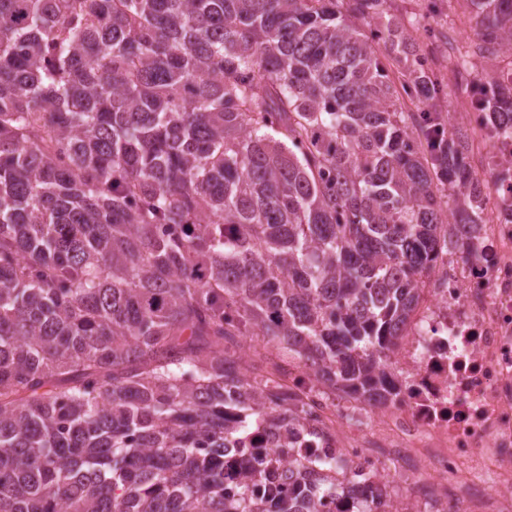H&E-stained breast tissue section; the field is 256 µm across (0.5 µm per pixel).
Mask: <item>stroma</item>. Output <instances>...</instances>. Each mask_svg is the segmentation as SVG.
Returning a JSON list of instances; mask_svg holds the SVG:
<instances>
[{"label": "stroma", "instance_id": "35a3bbf8", "mask_svg": "<svg viewBox=\"0 0 512 512\" xmlns=\"http://www.w3.org/2000/svg\"><path fill=\"white\" fill-rule=\"evenodd\" d=\"M385 11L405 25L420 49L429 53L428 68L438 75L442 84L439 109L450 124L462 125L466 112L471 111L469 85L501 71L512 69V55L476 58L472 70L455 72L448 58V46L443 34H452L460 50H468L477 39L476 19L469 0H386ZM433 13L438 38H427L423 17ZM237 354L251 374L277 377L280 365H287L290 374L304 371L303 362L283 358L282 354L258 334L243 337ZM390 410L385 406H370L353 401L346 419L336 420L335 426L347 440L371 438V456L383 467V480L389 492L391 512L412 508L413 512H432L435 503H443L447 512H473L461 496L450 493L445 483L433 472L430 462L434 455L432 440H423L421 447L399 454L392 448L387 425Z\"/></svg>", "mask_w": 512, "mask_h": 512}]
</instances>
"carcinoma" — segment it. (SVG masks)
<instances>
[{
	"mask_svg": "<svg viewBox=\"0 0 512 512\" xmlns=\"http://www.w3.org/2000/svg\"><path fill=\"white\" fill-rule=\"evenodd\" d=\"M512 54V0H472ZM384 0H0V512H385L373 471L267 501L224 441L302 395L236 357L256 331L385 405L425 279L483 223L467 135ZM413 54L404 112L373 48ZM512 139V85L472 90Z\"/></svg>",
	"mask_w": 512,
	"mask_h": 512,
	"instance_id": "obj_1",
	"label": "carcinoma"
}]
</instances>
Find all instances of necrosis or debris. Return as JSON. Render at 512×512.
Segmentation results:
<instances>
[{"label":"necrosis or debris","mask_w":512,"mask_h":512,"mask_svg":"<svg viewBox=\"0 0 512 512\" xmlns=\"http://www.w3.org/2000/svg\"><path fill=\"white\" fill-rule=\"evenodd\" d=\"M465 119L487 144L494 220L468 230L477 251L461 269L438 267L432 304L389 359L398 391L392 427L412 441L436 437L433 468L447 483L468 479L493 495L494 512H512V140L493 136L486 113ZM293 440L316 461L379 467L334 433L314 442L298 431ZM276 441L264 427L227 445L225 480L240 481Z\"/></svg>","instance_id":"obj_1"}]
</instances>
